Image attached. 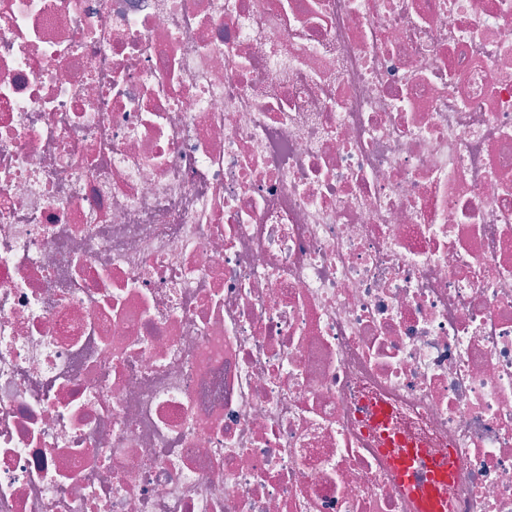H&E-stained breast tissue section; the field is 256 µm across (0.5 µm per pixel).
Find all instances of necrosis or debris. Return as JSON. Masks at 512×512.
I'll return each mask as SVG.
<instances>
[{
    "mask_svg": "<svg viewBox=\"0 0 512 512\" xmlns=\"http://www.w3.org/2000/svg\"><path fill=\"white\" fill-rule=\"evenodd\" d=\"M512 512V0H0V512ZM390 459L400 483L418 501L421 511H448V486L461 473L460 460L451 453L441 456L414 448H395L390 453ZM415 461L418 467L415 466ZM420 467L429 474L425 483L417 480Z\"/></svg>",
    "mask_w": 512,
    "mask_h": 512,
    "instance_id": "necrosis-or-debris-1",
    "label": "necrosis or debris"
}]
</instances>
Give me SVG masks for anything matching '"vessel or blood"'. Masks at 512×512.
Instances as JSON below:
<instances>
[{
	"instance_id": "vessel-or-blood-1",
	"label": "vessel or blood",
	"mask_w": 512,
	"mask_h": 512,
	"mask_svg": "<svg viewBox=\"0 0 512 512\" xmlns=\"http://www.w3.org/2000/svg\"><path fill=\"white\" fill-rule=\"evenodd\" d=\"M390 459L400 483L422 512H448V488L461 473L460 460L414 448L395 449Z\"/></svg>"
}]
</instances>
